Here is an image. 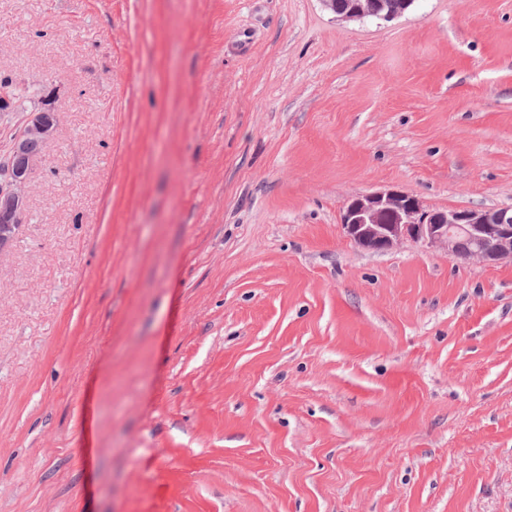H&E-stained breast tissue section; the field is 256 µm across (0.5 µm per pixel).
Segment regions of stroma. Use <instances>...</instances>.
Wrapping results in <instances>:
<instances>
[{
    "mask_svg": "<svg viewBox=\"0 0 512 512\" xmlns=\"http://www.w3.org/2000/svg\"><path fill=\"white\" fill-rule=\"evenodd\" d=\"M56 116L0 256V512H512V0H0ZM323 2V5L330 11H332L337 18H340V19H343V20H357V19H363L365 18L366 16H374L376 17L377 19L379 20H382V21H386V22H389V21H392L398 17H400L401 15H403L407 9V5L410 3L409 1L410 0H403L402 2V6L399 7V9L397 11H392L389 8H387L386 12L385 9L387 7V5L385 4H377L376 6H367V7H362L358 4H353L350 8L344 10V11H340V12H336V3H337V7L340 8V9H345L347 8V5L350 3L352 4V2L354 0H321ZM341 223L365 250L386 251L411 240L464 261L512 263V208L427 210L415 195L390 189L353 197ZM461 241L469 243L467 251Z\"/></svg>",
    "mask_w": 512,
    "mask_h": 512,
    "instance_id": "1",
    "label": "stroma"
}]
</instances>
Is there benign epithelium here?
Instances as JSON below:
<instances>
[{
  "label": "benign epithelium",
  "mask_w": 512,
  "mask_h": 512,
  "mask_svg": "<svg viewBox=\"0 0 512 512\" xmlns=\"http://www.w3.org/2000/svg\"><path fill=\"white\" fill-rule=\"evenodd\" d=\"M323 5L343 20L369 15L392 21L403 15L409 0L397 11L384 4L352 5L336 11V0ZM55 129L51 106L40 112L25 113L1 162L8 165L9 181L0 185V255L13 245L25 213L26 188L38 157L28 152L32 142L48 139ZM343 228L351 241L370 251H386L406 240L442 248L464 261L492 265L512 263V208L427 210L415 195L401 190L374 191L349 200L342 215ZM469 249H460V242Z\"/></svg>",
  "instance_id": "1"
}]
</instances>
